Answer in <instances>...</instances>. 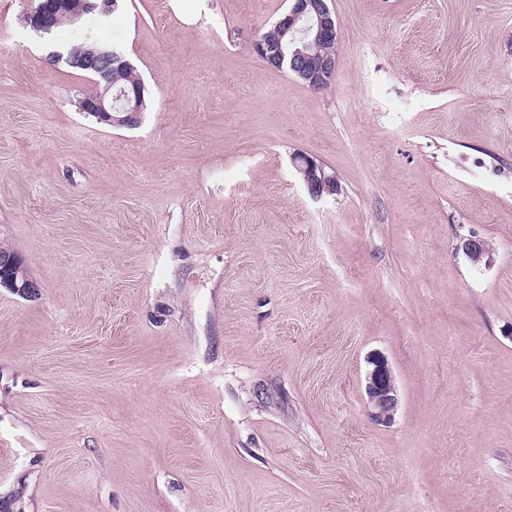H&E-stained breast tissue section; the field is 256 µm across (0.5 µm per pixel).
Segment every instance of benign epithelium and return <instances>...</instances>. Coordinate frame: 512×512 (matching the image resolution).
<instances>
[{
    "mask_svg": "<svg viewBox=\"0 0 512 512\" xmlns=\"http://www.w3.org/2000/svg\"><path fill=\"white\" fill-rule=\"evenodd\" d=\"M117 0H37L26 15V23L43 34L64 23L74 24L88 13L110 18ZM338 39L336 19L327 0H291L288 11L253 44L255 53L267 64L288 69L298 74L312 89H322L335 77L337 57L321 48ZM65 62L76 69L88 71L96 78L97 89L80 101L85 114L107 125L136 126L140 122L141 93L122 90L112 93V71L126 69L130 63L114 49L88 38L74 55ZM309 194L314 198L339 193L340 186L333 174L313 160L302 157L296 162ZM469 259L478 263L487 250L484 240L475 236L462 242ZM0 268L10 272L4 285L23 298H30L36 285L29 279L21 259L10 253L0 256ZM365 391L369 416L386 426L394 419L398 394L394 377L387 361L381 356L370 359Z\"/></svg>",
    "mask_w": 512,
    "mask_h": 512,
    "instance_id": "benign-epithelium-1",
    "label": "benign epithelium"
}]
</instances>
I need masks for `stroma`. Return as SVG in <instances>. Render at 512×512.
I'll use <instances>...</instances> for the list:
<instances>
[{"mask_svg": "<svg viewBox=\"0 0 512 512\" xmlns=\"http://www.w3.org/2000/svg\"><path fill=\"white\" fill-rule=\"evenodd\" d=\"M32 5L0 0V246L39 287L0 286V500L512 512V0H328L324 90L253 50L289 0H119L45 37ZM90 31L143 79L138 126L47 65ZM299 158V161L296 160V168L312 197L321 198L339 193L340 186L335 175L327 173L322 166L307 157ZM369 364L365 386L369 416L378 425L386 426L394 419L399 402L394 377L383 357L375 356Z\"/></svg>", "mask_w": 512, "mask_h": 512, "instance_id": "1", "label": "stroma"}]
</instances>
